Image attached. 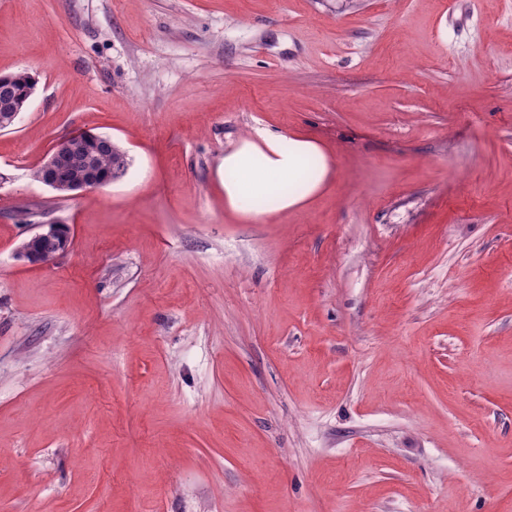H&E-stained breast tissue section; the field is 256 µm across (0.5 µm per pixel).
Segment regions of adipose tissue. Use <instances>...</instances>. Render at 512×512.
Masks as SVG:
<instances>
[{"mask_svg": "<svg viewBox=\"0 0 512 512\" xmlns=\"http://www.w3.org/2000/svg\"><path fill=\"white\" fill-rule=\"evenodd\" d=\"M224 200L234 212L258 214V197H268L267 212H284L315 196L332 178L323 149L296 135L259 133L225 154L218 167Z\"/></svg>", "mask_w": 512, "mask_h": 512, "instance_id": "obj_1", "label": "adipose tissue"}]
</instances>
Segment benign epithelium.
I'll use <instances>...</instances> for the list:
<instances>
[{
	"label": "benign epithelium",
	"mask_w": 512,
	"mask_h": 512,
	"mask_svg": "<svg viewBox=\"0 0 512 512\" xmlns=\"http://www.w3.org/2000/svg\"><path fill=\"white\" fill-rule=\"evenodd\" d=\"M34 93L35 85L31 84L25 88L23 95L15 97L11 94L10 81L5 78L0 79V111L4 112V115L0 117L1 130L11 129L17 124L20 114L26 111ZM99 144V138L87 131L68 135L52 148L40 165L37 179L63 197H74L82 192L112 183V180L123 173L124 168L101 172L98 167L90 165L86 168L83 177L75 181H70L60 174L61 158L76 151L90 154ZM33 229L34 233L18 246L17 258L29 263L50 265L68 252L72 238L69 235L65 237L61 235L62 225L41 222L33 225ZM46 241L55 242L53 250L34 251V246Z\"/></svg>",
	"instance_id": "1"
}]
</instances>
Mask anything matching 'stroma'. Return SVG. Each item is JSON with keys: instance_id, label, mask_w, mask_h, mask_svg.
Instances as JSON below:
<instances>
[{"instance_id": "obj_1", "label": "stroma", "mask_w": 512, "mask_h": 512, "mask_svg": "<svg viewBox=\"0 0 512 512\" xmlns=\"http://www.w3.org/2000/svg\"><path fill=\"white\" fill-rule=\"evenodd\" d=\"M20 70L0 512H512V0H0ZM79 130L126 166L66 199L33 172ZM264 130L334 176L242 217ZM31 224L35 230L30 236L22 241L16 250L17 258L40 265H50L56 262L60 257L66 254L72 242L70 228L65 237L61 235L62 224L38 222ZM46 241H55V247L52 251L40 249L38 253L34 251L35 245H40Z\"/></svg>"}]
</instances>
